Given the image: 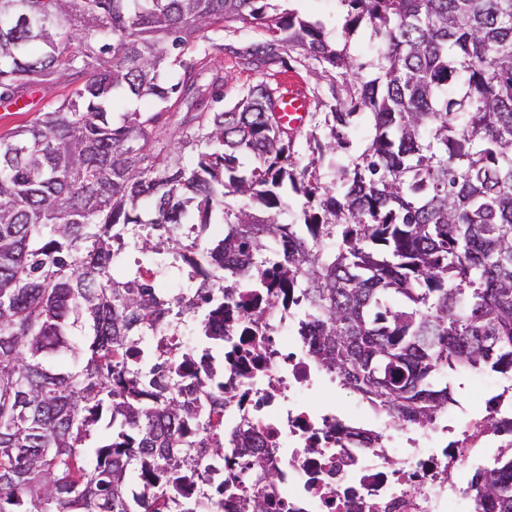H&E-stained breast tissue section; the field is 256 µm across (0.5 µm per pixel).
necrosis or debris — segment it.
I'll list each match as a JSON object with an SVG mask.
<instances>
[{"label": "necrosis or debris", "instance_id": "4bbe7bcc", "mask_svg": "<svg viewBox=\"0 0 512 512\" xmlns=\"http://www.w3.org/2000/svg\"><path fill=\"white\" fill-rule=\"evenodd\" d=\"M234 299L247 306L235 332L222 316L210 321L223 356L202 358L185 312L166 324L177 353L222 378L225 426L246 425L275 474L254 481L229 456L202 473L201 483L223 485L224 512H237L244 493L267 500L269 512H485L465 475L482 466L485 449L512 440L511 400L488 394L420 427L368 421L358 404L311 402L312 392L340 383L298 339L292 311L258 309L251 288Z\"/></svg>", "mask_w": 512, "mask_h": 512}]
</instances>
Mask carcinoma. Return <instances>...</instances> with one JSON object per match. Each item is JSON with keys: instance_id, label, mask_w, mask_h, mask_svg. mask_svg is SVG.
I'll return each instance as SVG.
<instances>
[{"instance_id": "cac0c4a2", "label": "carcinoma", "mask_w": 512, "mask_h": 512, "mask_svg": "<svg viewBox=\"0 0 512 512\" xmlns=\"http://www.w3.org/2000/svg\"><path fill=\"white\" fill-rule=\"evenodd\" d=\"M339 2L372 54L272 0H0L1 104L81 77L0 134V512H172L164 480L202 465L192 431L224 457L193 379L136 362L170 313L140 271L178 257L194 312L261 274L318 360L398 421L448 409L454 372L512 370V0ZM236 24L263 32L231 48L257 82L215 108L224 72L199 41ZM291 54L314 102L292 135L274 112ZM285 187L307 203L289 224ZM471 490L512 512V444Z\"/></svg>"}]
</instances>
